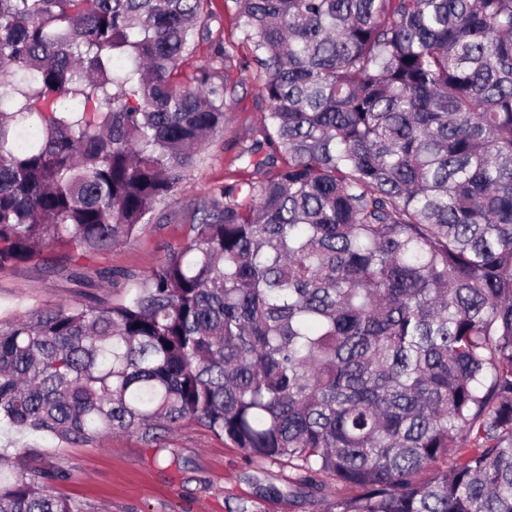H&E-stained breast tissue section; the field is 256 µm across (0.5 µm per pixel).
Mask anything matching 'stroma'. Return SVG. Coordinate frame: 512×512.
Listing matches in <instances>:
<instances>
[{
  "label": "stroma",
  "mask_w": 512,
  "mask_h": 512,
  "mask_svg": "<svg viewBox=\"0 0 512 512\" xmlns=\"http://www.w3.org/2000/svg\"><path fill=\"white\" fill-rule=\"evenodd\" d=\"M208 12L212 36L185 59V73L212 66L216 38L236 44L240 38L232 0H209ZM237 96L223 132L206 144L201 161L170 198L156 204L139 232L102 258L82 262L75 273L62 252L51 248L41 259L0 270V320L95 297L122 300L131 287L124 272H147L183 242L194 207L212 186L244 177L236 155L255 136L263 108L256 81L244 79ZM0 443L19 448L27 467L64 472L57 493L85 501L95 512H235L243 498L250 512H318L307 501L260 495V487L283 485L288 466L258 467L196 421L183 422L152 443L120 432L73 447L6 430L0 432Z\"/></svg>",
  "instance_id": "35a3bbf8"
}]
</instances>
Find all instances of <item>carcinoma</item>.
I'll list each match as a JSON object with an SVG mask.
<instances>
[{
    "instance_id": "obj_1",
    "label": "carcinoma",
    "mask_w": 512,
    "mask_h": 512,
    "mask_svg": "<svg viewBox=\"0 0 512 512\" xmlns=\"http://www.w3.org/2000/svg\"><path fill=\"white\" fill-rule=\"evenodd\" d=\"M208 0H0V269L101 257L224 128ZM266 112L118 303L0 322V429L197 420L321 512H512V0H232ZM140 327H135V324ZM0 448V512H92Z\"/></svg>"
}]
</instances>
